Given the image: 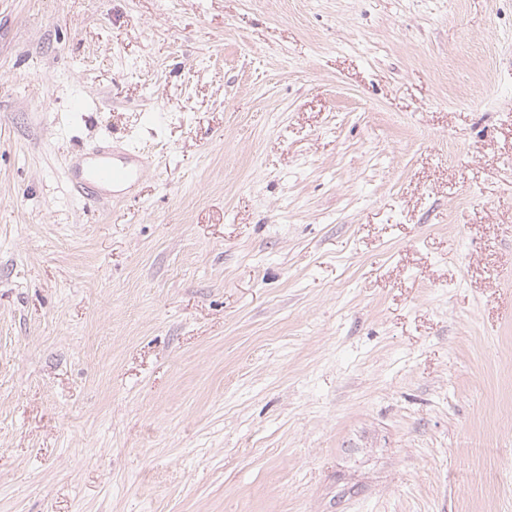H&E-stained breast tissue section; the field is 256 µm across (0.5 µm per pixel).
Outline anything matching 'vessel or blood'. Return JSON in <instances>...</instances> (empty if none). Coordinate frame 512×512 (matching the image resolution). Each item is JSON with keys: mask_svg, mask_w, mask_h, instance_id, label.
Listing matches in <instances>:
<instances>
[{"mask_svg": "<svg viewBox=\"0 0 512 512\" xmlns=\"http://www.w3.org/2000/svg\"><path fill=\"white\" fill-rule=\"evenodd\" d=\"M152 167V160L143 154L118 152L108 146L95 148L84 154L73 172L74 191L96 203L120 201Z\"/></svg>", "mask_w": 512, "mask_h": 512, "instance_id": "obj_1", "label": "vessel or blood"}]
</instances>
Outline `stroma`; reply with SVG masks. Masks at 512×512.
Returning <instances> with one entry per match:
<instances>
[{
  "label": "stroma",
  "instance_id": "1",
  "mask_svg": "<svg viewBox=\"0 0 512 512\" xmlns=\"http://www.w3.org/2000/svg\"><path fill=\"white\" fill-rule=\"evenodd\" d=\"M0 512H512V0H0ZM153 167V161L142 153L95 148L84 154L73 172L74 191L94 203L121 201Z\"/></svg>",
  "mask_w": 512,
  "mask_h": 512
}]
</instances>
